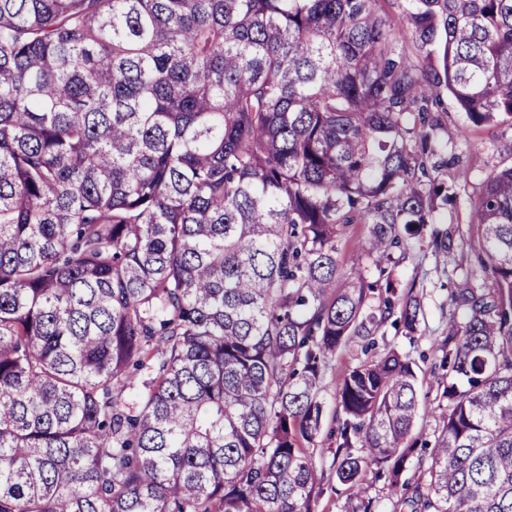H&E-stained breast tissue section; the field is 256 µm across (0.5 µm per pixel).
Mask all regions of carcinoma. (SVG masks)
<instances>
[{
    "mask_svg": "<svg viewBox=\"0 0 512 512\" xmlns=\"http://www.w3.org/2000/svg\"><path fill=\"white\" fill-rule=\"evenodd\" d=\"M0 0V512H313L336 353L350 512H512V166L448 291L446 410L416 432L448 263L443 95L512 129V0ZM410 46H404V41ZM413 472V479L405 478ZM367 231L364 224H351L344 234L338 238L336 246L338 248L337 257L342 263V269L346 273L350 272V258L354 257L356 262L364 269L365 276L369 280H374L378 277L379 272L370 264V262L363 256L358 259L360 252L358 250V239ZM425 250V244L420 247L419 243H415L414 247L406 252L405 258L393 268L392 272L402 284L415 275L420 281L424 280L426 284L425 295L423 296L425 317L421 321V337L419 338L418 348L410 347L408 339L404 336H396L395 338L389 336V339H392V343L398 350H410L413 357L425 369V379L420 387V403L426 409V413L425 416L421 415L419 417L416 429H421L426 439L433 443L439 432L435 431L436 422L431 411L436 412V414L440 412L438 410L440 389L438 388L437 378L442 373L441 370H436L435 374L431 372L432 363L436 362L442 355L433 345L440 342L444 336L448 322V289L451 288L452 283L448 282V276L441 269H435L434 259L430 253L426 259H423ZM422 351L428 356L424 365L418 359V355Z\"/></svg>",
    "mask_w": 512,
    "mask_h": 512,
    "instance_id": "obj_1",
    "label": "carcinoma"
}]
</instances>
